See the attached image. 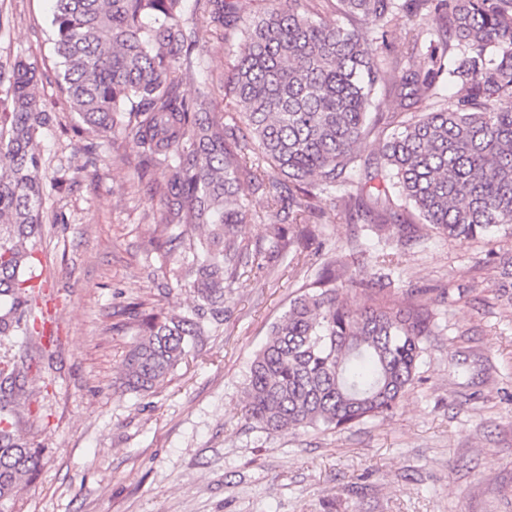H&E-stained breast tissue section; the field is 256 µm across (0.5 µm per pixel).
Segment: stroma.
Wrapping results in <instances>:
<instances>
[{
  "label": "stroma",
  "instance_id": "35a3bbf8",
  "mask_svg": "<svg viewBox=\"0 0 512 512\" xmlns=\"http://www.w3.org/2000/svg\"><path fill=\"white\" fill-rule=\"evenodd\" d=\"M52 0H0V63L37 59L49 116L36 140L45 174L39 255L45 338L0 339V363L26 359L32 394L13 420L40 465L14 512H512V304L498 257L512 237L451 242L429 225L398 246L371 225L319 223L303 264L289 257L224 291V320L163 382L123 385L137 339L132 308L185 313L193 298L165 278L151 243L159 216L134 176L135 142L81 137L57 82ZM209 31L185 93L226 111L225 43ZM394 262L380 268L381 254ZM362 281L386 272L394 299L434 313L415 381L390 415L344 429L266 434L243 418L248 364L272 324L331 260Z\"/></svg>",
  "mask_w": 512,
  "mask_h": 512
}]
</instances>
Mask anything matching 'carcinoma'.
<instances>
[{
	"label": "carcinoma",
	"mask_w": 512,
	"mask_h": 512,
	"mask_svg": "<svg viewBox=\"0 0 512 512\" xmlns=\"http://www.w3.org/2000/svg\"><path fill=\"white\" fill-rule=\"evenodd\" d=\"M58 79L82 122L79 134L121 127L140 149L137 177L149 178L160 211L154 240L164 273L193 296L186 314L135 306L138 339L125 384L147 392L184 359L199 337L223 321L224 289L312 240L310 202L350 183L361 143L379 125L395 126L378 143L366 172L375 207L342 197L344 215L362 213L379 231L410 241L428 224L450 241L512 234V0H337L358 19L344 27L323 18L314 0H269L258 17L239 18L224 0H206L208 26L241 22V43L224 83L233 112L211 111L208 94L182 85L201 62L200 30L181 19V0H53ZM417 43L437 36L428 69H393L402 107L432 95L442 75L459 85L456 110L371 113L386 70L380 55L391 29ZM38 61L11 66L0 113V338L33 336L34 259L44 238L42 158L36 133L46 114L37 94ZM159 169V176L153 171ZM262 193L271 246L251 250L237 228L248 221L244 193ZM498 296L512 301V254L500 256ZM326 265L271 327L251 360L244 417L268 434L341 430L388 415L412 385L432 334L429 303L410 294L343 279ZM368 294L352 309L338 280ZM27 367L0 366V512H12L19 486L38 466L9 420L25 393Z\"/></svg>",
	"instance_id": "obj_1"
}]
</instances>
